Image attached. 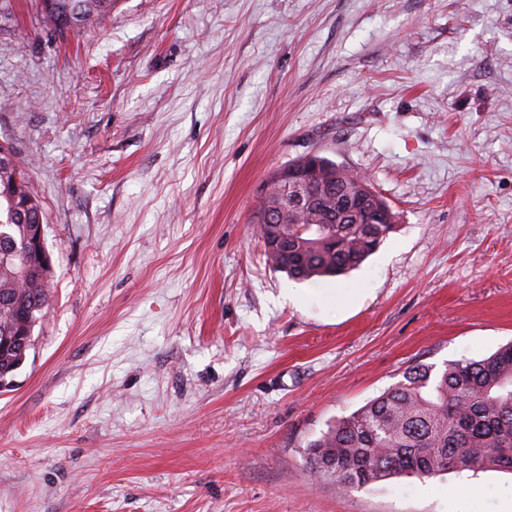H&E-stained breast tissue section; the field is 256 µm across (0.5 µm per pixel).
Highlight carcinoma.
<instances>
[{"mask_svg": "<svg viewBox=\"0 0 512 512\" xmlns=\"http://www.w3.org/2000/svg\"><path fill=\"white\" fill-rule=\"evenodd\" d=\"M118 0H87L88 25H101L112 15ZM23 170L0 173V250L25 251L31 225L10 217V186ZM371 186L367 177L345 168L340 184ZM288 209L281 184L270 180L256 216L257 232L270 267L295 282L335 278L360 267L393 232V224H334L302 238L296 250L283 255L277 239L298 236L313 220L307 214H288L286 224H266L268 212L279 219ZM28 278L17 275L10 263H0V381L22 367V353L3 348L11 334L16 312L38 325L49 302L51 271L31 262ZM316 478L332 481L347 491L401 477L431 478L445 472H512V343L481 360L448 362L440 371L418 363L403 379L352 414L338 419L306 446Z\"/></svg>", "mask_w": 512, "mask_h": 512, "instance_id": "1", "label": "carcinoma"}]
</instances>
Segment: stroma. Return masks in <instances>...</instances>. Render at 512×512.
Returning a JSON list of instances; mask_svg holds the SVG:
<instances>
[{"instance_id": "35a3bbf8", "label": "stroma", "mask_w": 512, "mask_h": 512, "mask_svg": "<svg viewBox=\"0 0 512 512\" xmlns=\"http://www.w3.org/2000/svg\"><path fill=\"white\" fill-rule=\"evenodd\" d=\"M44 214L51 299L0 390V512H451L512 473L340 491L305 449L410 366L512 342V0H121L0 20V143ZM317 153L396 228L292 283L254 214ZM40 5L42 12L51 19L54 29L59 32L78 27L83 19L78 3L70 4L67 7V12L60 15L56 11L57 5L54 0H40ZM119 0H87L90 17L85 25H101L105 23L112 15V9L116 8Z\"/></svg>"}]
</instances>
